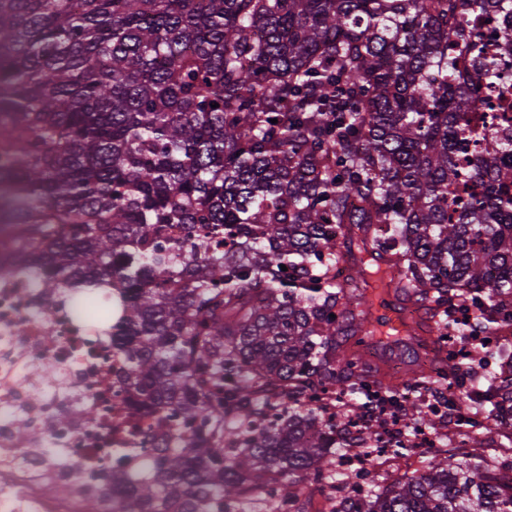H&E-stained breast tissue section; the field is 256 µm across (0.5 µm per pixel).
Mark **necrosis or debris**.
<instances>
[{"mask_svg": "<svg viewBox=\"0 0 512 512\" xmlns=\"http://www.w3.org/2000/svg\"><path fill=\"white\" fill-rule=\"evenodd\" d=\"M478 25L482 54L512 84V51L497 37L502 16L480 18ZM459 341L489 354L463 388L443 378L431 345L422 362L426 382L398 400L372 385L344 388L337 412L359 408L379 432L367 442L359 427H347L346 446L338 451L345 466L368 479L385 465L379 448L410 447L413 465L429 454L457 452L459 432L482 425V416L460 415L453 401L459 390L479 394L485 383L512 370V328ZM118 365L111 337L98 335L60 296L34 287L28 274L0 265V512H84L87 499L99 494L97 476L110 466L113 449L134 446L152 421L116 394ZM415 401L447 424L448 435L428 438L407 426L400 409ZM48 481L66 484V494L45 496Z\"/></svg>", "mask_w": 512, "mask_h": 512, "instance_id": "obj_1", "label": "necrosis or debris"}]
</instances>
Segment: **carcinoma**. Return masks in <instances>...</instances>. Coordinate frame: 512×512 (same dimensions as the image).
I'll use <instances>...</instances> for the list:
<instances>
[{"label": "carcinoma", "mask_w": 512, "mask_h": 512, "mask_svg": "<svg viewBox=\"0 0 512 512\" xmlns=\"http://www.w3.org/2000/svg\"><path fill=\"white\" fill-rule=\"evenodd\" d=\"M484 12L512 0H0V255L112 336L155 414L153 453L113 455L118 512H310L336 414L271 394L370 372L344 338L377 334L378 280L438 333L461 299L512 322V138L480 147L496 72L450 50ZM465 404L512 425V374ZM456 457L330 512H512V476Z\"/></svg>", "instance_id": "cac0c4a2"}]
</instances>
